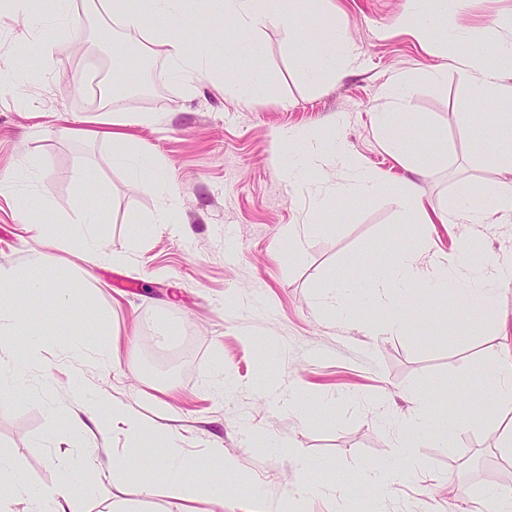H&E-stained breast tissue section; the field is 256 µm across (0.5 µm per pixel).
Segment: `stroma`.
Segmentation results:
<instances>
[{
	"mask_svg": "<svg viewBox=\"0 0 512 512\" xmlns=\"http://www.w3.org/2000/svg\"><path fill=\"white\" fill-rule=\"evenodd\" d=\"M409 9L408 0H330L327 11L307 10L291 28L266 24L256 34L261 56L241 60L235 73L244 79L261 72L267 95L244 102L225 93L220 66L190 83L170 79L163 46L144 52L140 34L105 27L82 0H73L50 55H22L27 32L9 0H0V68L22 60L34 74L20 93L0 96V183L6 187L0 268L23 266L33 250L45 249L52 264L71 271L77 296L75 307L49 311L24 288L16 290L18 304L43 328L45 344L19 352L33 398L0 397V452L30 485L57 484L81 449H93L105 469L128 445L118 431L102 436L91 425L70 428L75 408L68 373L74 369L110 399L176 431L190 456L220 448L233 457L236 488L225 496L223 512H243L240 491L254 484L264 488L268 512H473L484 487L512 485V465L497 451L498 426L512 418L496 409L486 421L469 420L479 382L502 347L512 348V284L497 294L496 322L452 294L435 303L447 311V326L425 329L427 313L413 311L399 336L365 335L363 323L374 309L341 323L320 301L331 278L353 273L357 261L382 258L393 241L414 234L396 203V187L409 181L433 207L425 260L465 239L487 269L512 263V221L441 220L459 181H470L476 206L501 181L482 155L491 139L471 115L491 122L494 112L512 113V101L491 107L476 98L445 46L415 36L405 22ZM329 13L345 32L351 59L336 81L316 87L303 77L289 43L304 37L306 22L321 25ZM448 15L467 29L486 64L496 65V43L512 38V0H464ZM93 64L102 85L117 73L156 87L127 96L119 108L149 115V123L130 132L174 179L177 221L138 240L131 219L156 213L159 196L113 164L106 139L58 131L62 118L75 121L95 108L84 79ZM437 69L443 72L438 81L431 77ZM400 73L413 78L408 116L431 137L434 154L423 177L399 163L372 125L373 112L387 102L389 81ZM335 121L350 150L388 187L370 200L337 198L342 178L327 166L323 188L335 204L295 254L288 229L307 223L313 204L283 178L297 143L277 145L272 136L292 128L321 135ZM78 199L105 211L104 245L112 260L90 266L66 250L64 218ZM32 223L49 225L53 247L33 238ZM100 320L112 329L111 364H100L97 352L107 341L92 334L85 355L69 358L66 343L76 323ZM461 321L470 335H455ZM163 324L175 329L165 343L155 335ZM426 379L457 391L450 410L465 424L447 447L428 441L416 448L424 466L419 476L374 492L361 473L394 458L390 434L409 418V395ZM44 391L53 407L41 399ZM263 432L282 442V450L254 449V435ZM293 455L305 470L292 467ZM329 471L334 490L295 497L300 483L317 487ZM145 483L152 495L142 494ZM183 508L169 496L162 473L146 465L123 484L97 480L84 503L85 512Z\"/></svg>",
	"mask_w": 512,
	"mask_h": 512,
	"instance_id": "1",
	"label": "stroma"
}]
</instances>
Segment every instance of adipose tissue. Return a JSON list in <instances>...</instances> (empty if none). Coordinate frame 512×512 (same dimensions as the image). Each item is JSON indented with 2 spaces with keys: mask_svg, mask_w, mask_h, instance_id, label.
<instances>
[{
  "mask_svg": "<svg viewBox=\"0 0 512 512\" xmlns=\"http://www.w3.org/2000/svg\"><path fill=\"white\" fill-rule=\"evenodd\" d=\"M317 0H87L88 8L97 14L121 23L128 31L145 33L148 41L165 48L170 78L193 81L199 71L213 63L232 65L240 56H257L259 47L256 32L266 22L274 20L282 27H290L294 18L306 11ZM15 14L21 18L35 39L33 52L47 55L53 43L46 37V29L66 24L69 15L63 0H13ZM413 18L418 21V32L423 36L445 39L460 80L470 90L489 103L496 104L512 99V80L501 70L485 65L472 50L470 39L458 25L449 22L444 0H431L428 7L414 6ZM153 18V28H145V18ZM233 22L237 29L234 41L217 39L216 32L223 22ZM293 51L304 63L310 82L333 79L351 55L350 48L336 31L332 22L323 23L310 42H297ZM412 82L401 76L394 81L389 97L391 104L377 112L375 126L391 149L393 155L416 174H424L432 155L428 138L417 127L399 129L397 110L404 107ZM112 144V161L125 168L129 178L138 185L165 198V206L152 219H135V235L142 238L154 232L157 225L174 223L176 194L172 179L162 164L151 154L136 148L132 138L122 131L107 135ZM334 165L344 180V194L370 198L384 187L382 176L364 167L360 159L337 136H326L318 153L299 158L291 171L286 172L288 183H302L312 192L320 210H329L331 198L322 186L311 179L313 170ZM468 183L457 186V194L449 217L466 212L470 223L487 224L498 213L512 212V183L504 181L489 202L480 208L471 207ZM70 230L67 238L69 250L77 252L83 262L97 264L108 260L102 247V227L106 222L104 212L95 206L79 201L73 204L65 219ZM424 237L411 243L394 244L386 258L380 262H362L354 276L330 280L322 290L328 307L341 318L355 313L353 300L362 296L368 306L379 309L375 319L366 322L368 335L396 334L407 325V314L414 309H424L439 296L447 295L448 283L456 279L464 284L466 298L486 310H493L497 286L512 279V267L497 268L493 275L479 269L468 245L439 262H422L426 251ZM70 274L61 269H49L47 257L35 253L29 263L21 268H0V340L18 341L26 348L37 349L43 344L42 332L31 326L25 309L15 302L14 283H23L29 298L44 301L52 310L66 308L74 297L65 282ZM73 400L82 407L99 434H110L122 428L137 446L153 448L151 465L166 477L172 498L184 501L202 499L223 504L226 480L235 472V463L223 449H211L202 459L187 457L179 437L155 422L145 420L130 408L114 403L100 392L91 390L79 376H71ZM436 395L440 403L452 400L447 388L427 384L417 389L413 401L414 412L394 435L399 459L364 470L365 483L379 488L415 473L419 463L415 447L426 441L447 447L450 435L456 434L459 420L447 412L432 411L427 403L429 395ZM94 467V453L85 450L64 477L52 488L33 487L15 470L10 460L0 454V480H9L15 495L24 503V512H82V505L94 491L85 478ZM207 469L208 479L203 483L191 482L189 472Z\"/></svg>",
  "mask_w": 512,
  "mask_h": 512,
  "instance_id": "obj_1",
  "label": "adipose tissue"
}]
</instances>
